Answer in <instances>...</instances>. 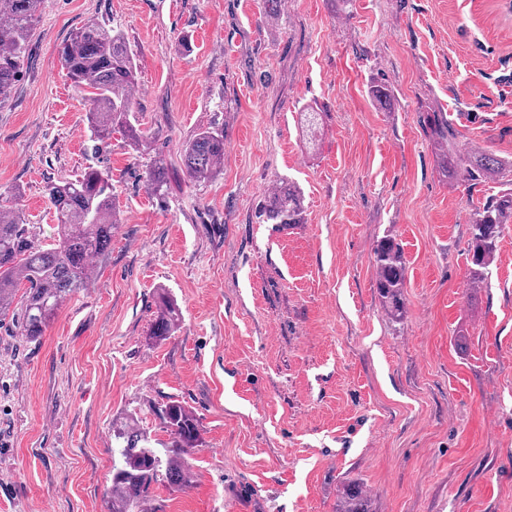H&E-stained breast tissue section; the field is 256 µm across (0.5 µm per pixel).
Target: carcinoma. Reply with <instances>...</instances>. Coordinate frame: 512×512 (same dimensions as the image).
<instances>
[{"instance_id": "obj_1", "label": "carcinoma", "mask_w": 512, "mask_h": 512, "mask_svg": "<svg viewBox=\"0 0 512 512\" xmlns=\"http://www.w3.org/2000/svg\"><path fill=\"white\" fill-rule=\"evenodd\" d=\"M42 0H0V100L6 98L25 63L29 39L33 35ZM62 68L80 88L92 89L95 106L89 113L91 138L98 144L119 133L134 148L147 147V137L131 119L132 91L138 84L137 70L124 36L104 23L91 22L73 31L60 52ZM392 90L386 81H376L370 95L378 106L387 104ZM423 124L430 136L444 175L451 181L465 172L471 179L503 174L497 157L486 151L463 149L453 140L455 130L441 112H426ZM182 165L188 179L203 182L224 165V135L206 128L187 145ZM148 187L159 192L166 185V173L156 165L147 175ZM48 200L58 226L57 243L45 247L36 243L28 225L14 208L0 204V317L14 308L21 285L26 290L17 308L20 334L30 340L44 335L64 302L90 280L89 259L104 252L112 242L116 224L109 171L90 166L75 179L50 181ZM267 224H303V197L291 180H280L265 196L261 211ZM512 224V191L491 197L478 208L470 224L467 286L471 290L486 285L499 238ZM375 288L379 300L393 318L405 310L406 263L400 245L391 237L377 241L373 251ZM180 323L177 303L169 294L158 296V311L150 336L162 341ZM155 414L168 435L154 442L130 419L114 430L117 458L112 461L109 512H143V504L160 473L175 486L186 480L187 459L200 446L195 414L181 401L170 398ZM336 512H372L362 486H343Z\"/></svg>"}]
</instances>
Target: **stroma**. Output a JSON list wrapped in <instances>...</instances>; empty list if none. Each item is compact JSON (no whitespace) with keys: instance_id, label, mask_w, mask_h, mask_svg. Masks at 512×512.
<instances>
[{"instance_id":"35a3bbf8","label":"stroma","mask_w":512,"mask_h":512,"mask_svg":"<svg viewBox=\"0 0 512 512\" xmlns=\"http://www.w3.org/2000/svg\"><path fill=\"white\" fill-rule=\"evenodd\" d=\"M91 21L135 58L145 151L91 140L90 93L58 57ZM426 112L512 167V0H281L272 26L263 0H44L0 101V203L51 243L48 181L98 166L116 222L44 336L0 320V512H107L113 428L165 439L151 407L170 398L202 444L189 486L160 479L146 512H336L348 481L373 512H512V224L487 286H467L470 221L512 179L449 182ZM204 127L224 169L191 183L181 154ZM282 178L304 223L259 216ZM387 235L406 260L398 319L374 288ZM161 288L181 322L155 344Z\"/></svg>"}]
</instances>
